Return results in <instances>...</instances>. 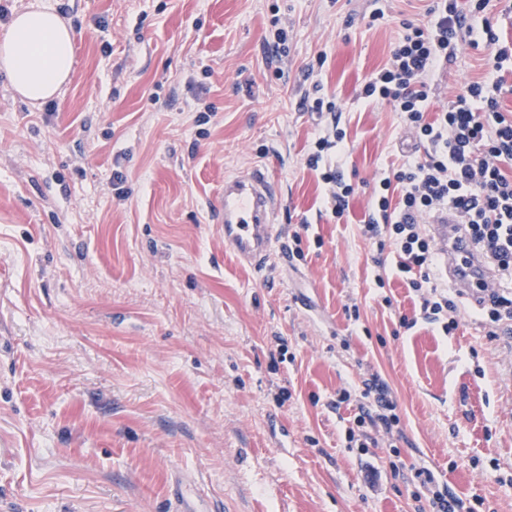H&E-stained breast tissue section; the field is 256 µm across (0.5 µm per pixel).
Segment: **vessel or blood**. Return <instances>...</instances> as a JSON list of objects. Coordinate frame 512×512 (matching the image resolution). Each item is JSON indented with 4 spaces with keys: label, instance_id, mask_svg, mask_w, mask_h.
Returning <instances> with one entry per match:
<instances>
[{
    "label": "vessel or blood",
    "instance_id": "1",
    "mask_svg": "<svg viewBox=\"0 0 512 512\" xmlns=\"http://www.w3.org/2000/svg\"><path fill=\"white\" fill-rule=\"evenodd\" d=\"M278 197V184L264 169L255 167L246 174L225 179L217 207L223 214L224 243L239 263L259 266L269 260ZM444 222L448 280L463 297L473 298L478 286L487 285L493 273L461 233L455 216L445 217Z\"/></svg>",
    "mask_w": 512,
    "mask_h": 512
}]
</instances>
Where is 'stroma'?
<instances>
[{
	"label": "stroma",
	"mask_w": 512,
	"mask_h": 512,
	"mask_svg": "<svg viewBox=\"0 0 512 512\" xmlns=\"http://www.w3.org/2000/svg\"><path fill=\"white\" fill-rule=\"evenodd\" d=\"M40 2L75 62L41 106L0 71V512H418L421 467L512 512V335L469 308L444 333L360 232L406 141L361 91L427 0ZM486 74L463 46L432 111ZM315 93L342 106L340 218L305 164ZM255 166L281 199L269 261L244 269L215 201ZM373 372L400 422L361 448Z\"/></svg>",
	"instance_id": "1"
}]
</instances>
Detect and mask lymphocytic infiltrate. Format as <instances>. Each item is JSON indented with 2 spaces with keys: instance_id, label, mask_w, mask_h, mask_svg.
I'll use <instances>...</instances> for the list:
<instances>
[{
  "instance_id": "f902f5d3",
  "label": "lymphocytic infiltrate",
  "mask_w": 512,
  "mask_h": 512,
  "mask_svg": "<svg viewBox=\"0 0 512 512\" xmlns=\"http://www.w3.org/2000/svg\"><path fill=\"white\" fill-rule=\"evenodd\" d=\"M489 0H430L427 23H400L391 54L365 83L362 96L386 104L411 133V146L401 162L379 180L371 213L362 233L378 247H391L396 268L418 293L425 319L454 330L459 300L433 276L441 263L426 218L456 212L464 233L493 263L500 275L512 279V114L503 112L504 75L512 72V49L502 45L491 23L474 28L476 17ZM489 50L485 80L468 83L445 110L430 113L437 70L452 62L461 44ZM303 110L330 115L306 158L319 172L334 216H343L355 188L339 160L345 132L339 126L336 101L302 99ZM476 316L487 336L512 328V289L485 288L477 300ZM363 398L373 411L356 418L392 430L399 422L396 402L378 375L362 382Z\"/></svg>"
}]
</instances>
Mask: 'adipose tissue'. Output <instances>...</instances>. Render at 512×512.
I'll return each instance as SVG.
<instances>
[{
  "instance_id": "1",
  "label": "adipose tissue",
  "mask_w": 512,
  "mask_h": 512,
  "mask_svg": "<svg viewBox=\"0 0 512 512\" xmlns=\"http://www.w3.org/2000/svg\"><path fill=\"white\" fill-rule=\"evenodd\" d=\"M73 29L55 11L30 5L12 17L0 38V69L22 99L34 105L56 98L71 78Z\"/></svg>"
}]
</instances>
